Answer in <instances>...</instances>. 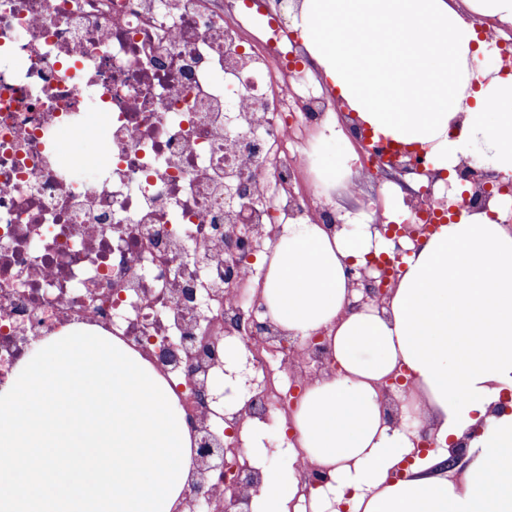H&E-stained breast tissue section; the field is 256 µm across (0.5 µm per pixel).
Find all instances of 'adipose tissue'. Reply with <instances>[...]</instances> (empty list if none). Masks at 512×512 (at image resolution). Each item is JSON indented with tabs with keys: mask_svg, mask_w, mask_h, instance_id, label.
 <instances>
[{
	"mask_svg": "<svg viewBox=\"0 0 512 512\" xmlns=\"http://www.w3.org/2000/svg\"><path fill=\"white\" fill-rule=\"evenodd\" d=\"M301 0L307 53L355 112L352 132L422 149L434 171L461 163L512 175V72L487 55L481 19L512 22V0ZM512 209L462 207L417 241L384 306L363 303L351 267L392 255L393 239L341 225H281L254 283L290 336L322 333L336 366L306 383L290 436L270 462L267 424L238 437L261 485L253 512H512ZM404 376L400 423L385 380ZM431 415L421 451L411 415ZM466 464L446 468L452 450ZM320 484H301L304 469Z\"/></svg>",
	"mask_w": 512,
	"mask_h": 512,
	"instance_id": "obj_1",
	"label": "adipose tissue"
}]
</instances>
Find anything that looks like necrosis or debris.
<instances>
[{"label": "necrosis or debris", "mask_w": 512, "mask_h": 512, "mask_svg": "<svg viewBox=\"0 0 512 512\" xmlns=\"http://www.w3.org/2000/svg\"><path fill=\"white\" fill-rule=\"evenodd\" d=\"M237 0H0V386L32 342L94 326L143 351L168 344L182 397L224 374L220 323L251 305L224 281L256 271L225 233L336 215L289 191L308 154L288 120L335 111L289 66L302 49ZM104 117L106 161L59 148Z\"/></svg>", "instance_id": "1"}]
</instances>
